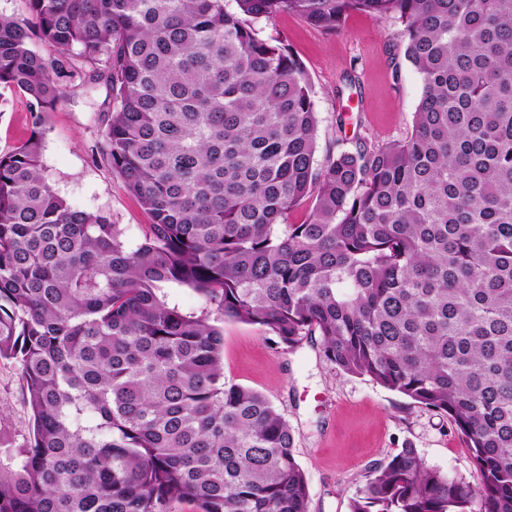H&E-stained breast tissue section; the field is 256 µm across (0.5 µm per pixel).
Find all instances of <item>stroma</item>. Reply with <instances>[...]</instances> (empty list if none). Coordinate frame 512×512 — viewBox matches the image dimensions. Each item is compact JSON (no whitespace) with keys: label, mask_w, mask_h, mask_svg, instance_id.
<instances>
[{"label":"stroma","mask_w":512,"mask_h":512,"mask_svg":"<svg viewBox=\"0 0 512 512\" xmlns=\"http://www.w3.org/2000/svg\"><path fill=\"white\" fill-rule=\"evenodd\" d=\"M303 63L318 112L317 162L327 153L403 139L412 127L422 83L404 57L401 23L351 13L340 30L280 13L255 24ZM44 117L42 162L53 191L74 208L108 215L131 242L149 218L122 180L92 148L100 139L104 87L79 81ZM32 119L20 92L0 89V154L25 141ZM224 380L264 394L288 420L296 456L309 484V512H348L367 469L410 445L441 471L478 484L479 475L447 417L411 404L368 378L326 361L319 336L294 348L270 331L223 324ZM30 414L17 362L0 360V461L17 457L30 438Z\"/></svg>","instance_id":"stroma-1"}]
</instances>
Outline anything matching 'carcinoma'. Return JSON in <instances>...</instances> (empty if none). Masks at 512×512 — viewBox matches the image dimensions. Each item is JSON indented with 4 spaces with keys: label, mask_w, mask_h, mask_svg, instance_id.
I'll list each match as a JSON object with an SVG mask.
<instances>
[{
    "label": "carcinoma",
    "mask_w": 512,
    "mask_h": 512,
    "mask_svg": "<svg viewBox=\"0 0 512 512\" xmlns=\"http://www.w3.org/2000/svg\"><path fill=\"white\" fill-rule=\"evenodd\" d=\"M26 2L0 15V88L34 127L0 155V358L33 436L0 463V512H309L288 421L224 381L219 320L316 334L340 370L453 423L477 485L405 446L349 512H512V0ZM282 12L401 21L409 136L316 166L307 73L253 26ZM78 70L106 89L97 153L150 219L134 249L41 162Z\"/></svg>",
    "instance_id": "1"
}]
</instances>
